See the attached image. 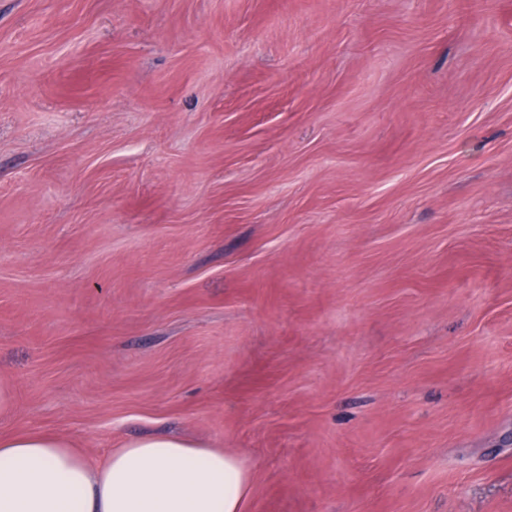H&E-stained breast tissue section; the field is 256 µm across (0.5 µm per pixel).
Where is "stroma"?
<instances>
[{"label":"stroma","instance_id":"obj_1","mask_svg":"<svg viewBox=\"0 0 512 512\" xmlns=\"http://www.w3.org/2000/svg\"><path fill=\"white\" fill-rule=\"evenodd\" d=\"M0 383L244 512H512V0H0Z\"/></svg>","mask_w":512,"mask_h":512}]
</instances>
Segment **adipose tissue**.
<instances>
[{
  "instance_id": "obj_1",
  "label": "adipose tissue",
  "mask_w": 512,
  "mask_h": 512,
  "mask_svg": "<svg viewBox=\"0 0 512 512\" xmlns=\"http://www.w3.org/2000/svg\"><path fill=\"white\" fill-rule=\"evenodd\" d=\"M239 457L178 437H140L90 465L42 432L0 438V512H243Z\"/></svg>"
}]
</instances>
